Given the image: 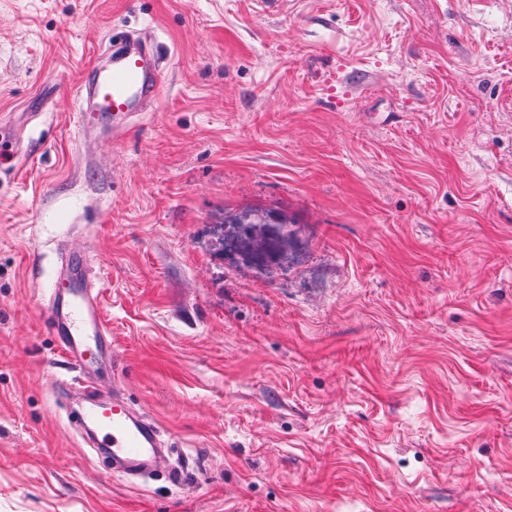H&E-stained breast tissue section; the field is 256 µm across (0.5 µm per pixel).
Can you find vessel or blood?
I'll return each mask as SVG.
<instances>
[{
	"label": "vessel or blood",
	"mask_w": 512,
	"mask_h": 512,
	"mask_svg": "<svg viewBox=\"0 0 512 512\" xmlns=\"http://www.w3.org/2000/svg\"><path fill=\"white\" fill-rule=\"evenodd\" d=\"M151 51L140 46L116 51L110 65H92L80 80V94L96 99L97 110L79 111V124L94 125L101 113L131 115L135 109L156 102L165 85L164 73L150 65ZM68 270L52 285L47 318L75 371L73 378L58 382L57 388L75 397L86 392V375L91 358L106 347L105 320L90 288L91 269L83 259L72 258ZM68 421L77 434L93 432L101 437L99 454L111 457L124 471L127 481L165 470L167 457L161 447V428L156 421L133 410L121 395L97 402L87 401L70 411Z\"/></svg>",
	"instance_id": "1"
}]
</instances>
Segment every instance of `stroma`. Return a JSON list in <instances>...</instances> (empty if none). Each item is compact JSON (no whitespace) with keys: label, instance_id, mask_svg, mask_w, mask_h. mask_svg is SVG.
Returning a JSON list of instances; mask_svg holds the SVG:
<instances>
[{"label":"stroma","instance_id":"stroma-1","mask_svg":"<svg viewBox=\"0 0 512 512\" xmlns=\"http://www.w3.org/2000/svg\"><path fill=\"white\" fill-rule=\"evenodd\" d=\"M128 33L159 101L81 132ZM72 253L173 474L68 422ZM0 512H512V0H0ZM248 222L264 224L268 228L249 229L244 233L240 228L239 248L242 255L253 265L260 267L271 266L279 261L281 255L282 236L278 227L271 228L269 217L265 214H257L249 218ZM261 234V236H257Z\"/></svg>","mask_w":512,"mask_h":512}]
</instances>
